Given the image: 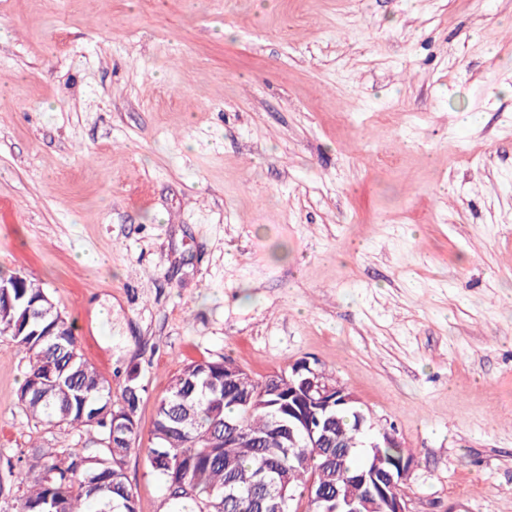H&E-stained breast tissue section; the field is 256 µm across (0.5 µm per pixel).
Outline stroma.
Here are the masks:
<instances>
[{
    "mask_svg": "<svg viewBox=\"0 0 512 512\" xmlns=\"http://www.w3.org/2000/svg\"><path fill=\"white\" fill-rule=\"evenodd\" d=\"M512 0H0V274L120 395L297 360L413 455L410 512H512ZM8 464L93 446L31 420ZM139 512H161L142 455Z\"/></svg>",
    "mask_w": 512,
    "mask_h": 512,
    "instance_id": "obj_1",
    "label": "stroma"
}]
</instances>
